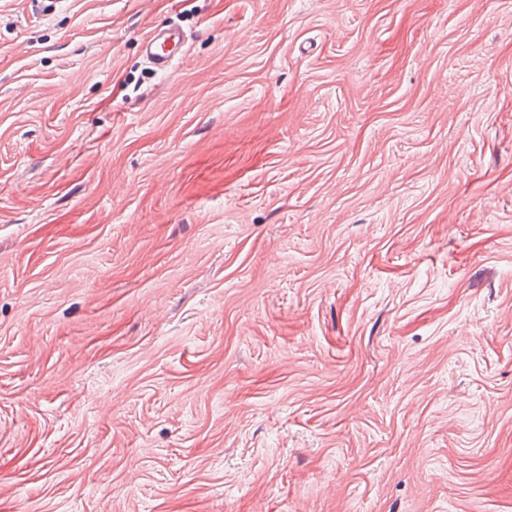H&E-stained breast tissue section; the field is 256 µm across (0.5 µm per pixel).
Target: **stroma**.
Wrapping results in <instances>:
<instances>
[{
  "label": "stroma",
  "mask_w": 512,
  "mask_h": 512,
  "mask_svg": "<svg viewBox=\"0 0 512 512\" xmlns=\"http://www.w3.org/2000/svg\"><path fill=\"white\" fill-rule=\"evenodd\" d=\"M0 512H512V0H0ZM186 33L177 27H155L144 36L141 46L148 63L157 71L167 72L182 57Z\"/></svg>",
  "instance_id": "35a3bbf8"
}]
</instances>
